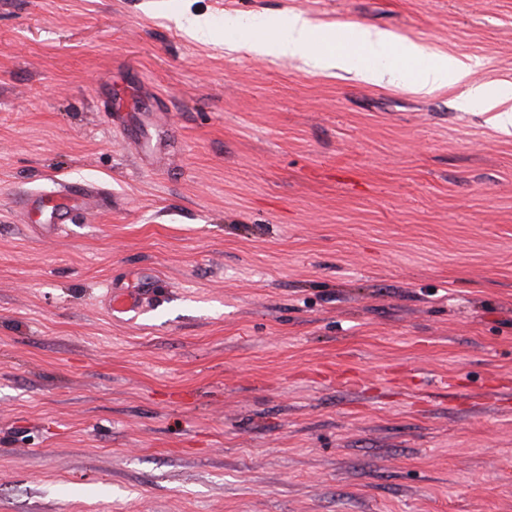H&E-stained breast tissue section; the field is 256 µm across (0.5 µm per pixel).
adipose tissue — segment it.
<instances>
[{
  "instance_id": "obj_1",
  "label": "adipose tissue",
  "mask_w": 512,
  "mask_h": 512,
  "mask_svg": "<svg viewBox=\"0 0 512 512\" xmlns=\"http://www.w3.org/2000/svg\"><path fill=\"white\" fill-rule=\"evenodd\" d=\"M239 36L261 54L304 56L317 68L333 63L373 84L408 83L427 92L458 86L462 105L477 104L493 113V123L500 129L512 126L511 92L491 83L471 82L468 63L427 52L422 44L389 31L355 23L316 26L302 13L291 11L269 27L242 21Z\"/></svg>"
}]
</instances>
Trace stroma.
I'll use <instances>...</instances> for the list:
<instances>
[{
	"label": "stroma",
	"mask_w": 512,
	"mask_h": 512,
	"mask_svg": "<svg viewBox=\"0 0 512 512\" xmlns=\"http://www.w3.org/2000/svg\"><path fill=\"white\" fill-rule=\"evenodd\" d=\"M288 10L512 90V0H0V512H512V132L225 46ZM77 190H70L67 195L54 197L49 200V204L42 205L43 210L50 212L49 220L52 224H67L70 211L77 206L79 200ZM111 309L118 312H128L135 310L142 303L144 298L154 293L150 282L141 286V291H129L123 288H113L107 286Z\"/></svg>",
	"instance_id": "1"
}]
</instances>
